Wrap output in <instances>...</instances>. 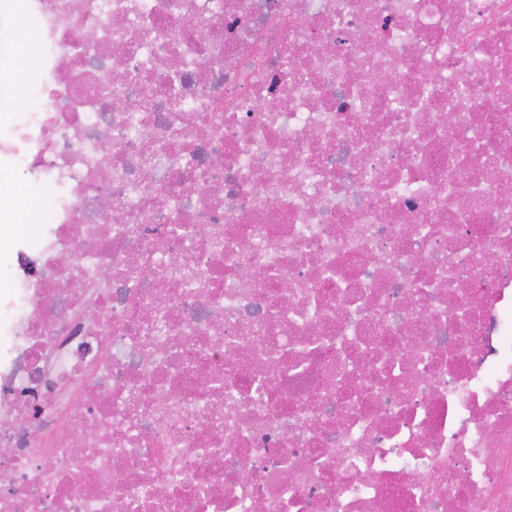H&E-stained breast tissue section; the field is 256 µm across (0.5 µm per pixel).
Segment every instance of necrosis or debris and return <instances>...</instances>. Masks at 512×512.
Here are the masks:
<instances>
[{"label": "necrosis or debris", "instance_id": "4bbe7bcc", "mask_svg": "<svg viewBox=\"0 0 512 512\" xmlns=\"http://www.w3.org/2000/svg\"><path fill=\"white\" fill-rule=\"evenodd\" d=\"M4 27L0 512H512V0Z\"/></svg>", "mask_w": 512, "mask_h": 512}]
</instances>
